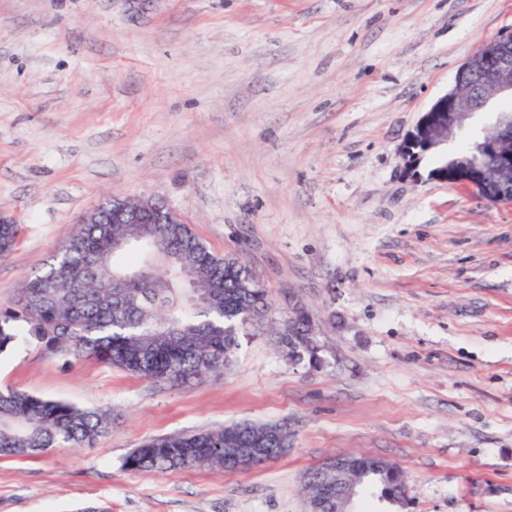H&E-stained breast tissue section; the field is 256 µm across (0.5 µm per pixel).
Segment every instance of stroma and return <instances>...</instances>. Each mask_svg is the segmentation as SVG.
I'll return each instance as SVG.
<instances>
[{
	"instance_id": "35a3bbf8",
	"label": "stroma",
	"mask_w": 512,
	"mask_h": 512,
	"mask_svg": "<svg viewBox=\"0 0 512 512\" xmlns=\"http://www.w3.org/2000/svg\"><path fill=\"white\" fill-rule=\"evenodd\" d=\"M512 0H0V309L101 201L156 198L255 271L272 313L222 374L158 384L20 339L0 388L112 412L93 446L0 458V512H308L327 456L397 465L410 503L512 512V204L408 175L400 148ZM299 300L317 362L279 322ZM287 424V454L129 471L146 440Z\"/></svg>"
}]
</instances>
